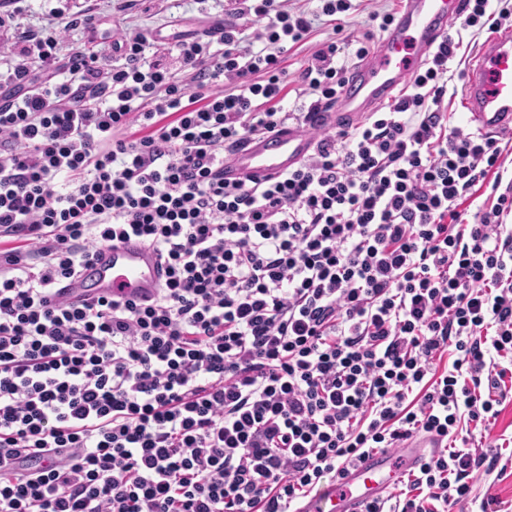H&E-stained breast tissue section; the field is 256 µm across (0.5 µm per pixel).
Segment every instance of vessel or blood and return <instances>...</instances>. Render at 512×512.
<instances>
[{
	"label": "vessel or blood",
	"mask_w": 512,
	"mask_h": 512,
	"mask_svg": "<svg viewBox=\"0 0 512 512\" xmlns=\"http://www.w3.org/2000/svg\"><path fill=\"white\" fill-rule=\"evenodd\" d=\"M462 0H402V9L370 56L357 65L336 108L338 116L358 118L376 106L423 63L448 31L450 16L459 15ZM461 106L483 131H512V29L486 39L468 67ZM313 150L303 129L291 126L250 138L224 162L228 182L259 183L296 168ZM160 284L157 253L132 236L99 248L78 278L65 283L72 298L114 294L141 300ZM402 469V468H401ZM401 469L386 454L358 460L338 484L307 497L297 512H360L362 503L396 486Z\"/></svg>",
	"instance_id": "b4317fda"
}]
</instances>
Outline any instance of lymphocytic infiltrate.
Returning <instances> with one entry per match:
<instances>
[{"label":"lymphocytic infiltrate","instance_id":"1","mask_svg":"<svg viewBox=\"0 0 512 512\" xmlns=\"http://www.w3.org/2000/svg\"><path fill=\"white\" fill-rule=\"evenodd\" d=\"M227 4L253 35L179 41L174 68L147 60L145 32H120L106 62L88 13L0 61V512H295L421 434L437 449L365 512H452L500 460L452 444L462 419H497L505 373L486 356H512V180L494 135L448 123L459 41L335 125L375 31L319 42L291 76L307 11ZM461 14L494 32L512 0ZM291 82L299 112L282 105ZM289 124L315 143L304 162L225 182L226 151ZM131 234L160 256L154 297L62 296Z\"/></svg>","mask_w":512,"mask_h":512}]
</instances>
